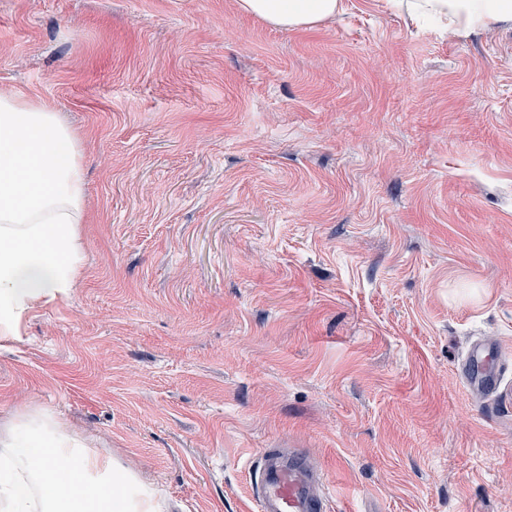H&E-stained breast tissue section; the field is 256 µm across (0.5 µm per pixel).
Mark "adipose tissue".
<instances>
[{
    "label": "adipose tissue",
    "mask_w": 512,
    "mask_h": 512,
    "mask_svg": "<svg viewBox=\"0 0 512 512\" xmlns=\"http://www.w3.org/2000/svg\"><path fill=\"white\" fill-rule=\"evenodd\" d=\"M241 13L304 30L346 0H236ZM460 34L512 25V0H385ZM86 181L79 138L56 112L0 93V335L22 314L74 288L82 265ZM154 494L110 454L51 416L0 436V512H160Z\"/></svg>",
    "instance_id": "ef3b65f1"
}]
</instances>
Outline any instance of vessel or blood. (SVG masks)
<instances>
[{"instance_id":"vessel-or-blood-1","label":"vessel or blood","mask_w":512,"mask_h":512,"mask_svg":"<svg viewBox=\"0 0 512 512\" xmlns=\"http://www.w3.org/2000/svg\"><path fill=\"white\" fill-rule=\"evenodd\" d=\"M491 345L471 346L462 363L466 386L474 393L492 396L501 379L489 365ZM257 512H323L326 481L299 455L283 456L270 449L262 451V466L253 481Z\"/></svg>"}]
</instances>
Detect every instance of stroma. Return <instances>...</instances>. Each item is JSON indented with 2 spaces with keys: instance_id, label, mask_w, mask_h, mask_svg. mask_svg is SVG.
<instances>
[{
  "instance_id": "35a3bbf8",
  "label": "stroma",
  "mask_w": 512,
  "mask_h": 512,
  "mask_svg": "<svg viewBox=\"0 0 512 512\" xmlns=\"http://www.w3.org/2000/svg\"><path fill=\"white\" fill-rule=\"evenodd\" d=\"M0 90L80 137L81 278L0 338V435L95 440L164 512H254L298 448L328 512H512V28L382 0H0ZM241 13L288 30L314 28L342 14L346 0H236ZM499 354L506 349L501 345L476 343L469 349L462 363V375L466 386L473 392L485 396L495 395L501 387V377L489 366L491 350Z\"/></svg>"
}]
</instances>
